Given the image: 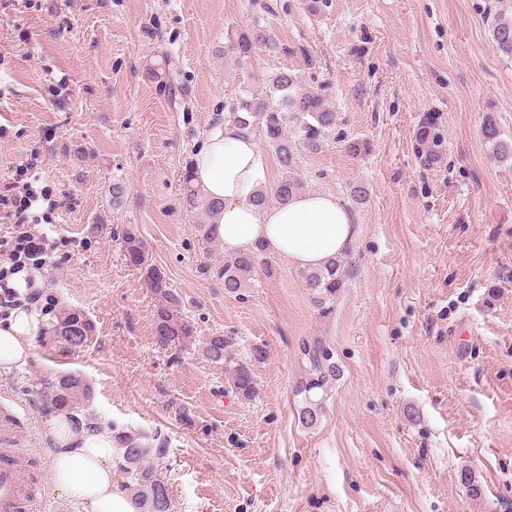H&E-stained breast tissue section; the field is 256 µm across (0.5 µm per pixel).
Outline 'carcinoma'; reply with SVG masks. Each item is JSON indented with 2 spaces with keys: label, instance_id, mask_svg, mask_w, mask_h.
I'll return each mask as SVG.
<instances>
[{
  "label": "carcinoma",
  "instance_id": "carcinoma-1",
  "mask_svg": "<svg viewBox=\"0 0 512 512\" xmlns=\"http://www.w3.org/2000/svg\"><path fill=\"white\" fill-rule=\"evenodd\" d=\"M491 36L500 52L512 58L511 11L500 9L491 15ZM266 41V33L258 27L253 31H237L227 35L224 54L243 63L251 59L259 44ZM226 109L224 119L265 140L281 170V178L256 195L257 205L282 204L300 193L303 184L294 176L300 150L320 151L327 135L336 128V113L327 106L323 96L315 91H299L297 77L283 69L268 76L264 91L236 96ZM290 125L298 129L299 138L294 141L287 136L286 128ZM482 136L492 146L495 158L502 162L512 161V143L501 138L498 126L490 116L484 120ZM416 141L418 150L427 161L432 163L438 159L442 141L434 115L424 116L416 132ZM182 183L191 210H200L210 218L221 208V203L205 198L194 186L189 162L182 170ZM120 250L126 265L142 272L158 298L154 319L155 343L162 349L192 343L196 328L180 315L179 296L167 286L163 272L149 261L146 246L136 230L123 231ZM264 255L266 249L258 244L225 257L224 264L209 267L207 271L224 282L225 293L240 296L250 286ZM347 276L348 270L339 257L322 268L303 274L305 286L320 316L325 318L332 314L336 294L344 287ZM96 330V323L90 316L80 309L71 308L53 316L48 335L40 337V341L50 342L62 355H73L91 346ZM303 351L312 373L297 390V394L302 396L299 420L309 428L315 426L321 417L323 400L318 398V391L336 375V364L330 350L318 339L303 346ZM202 352L208 360L224 365L238 396L246 401L254 397L256 379L253 366L264 359L263 349L254 347L249 358L243 359L238 357L231 337L215 333L205 338ZM38 394L45 410H68L81 414L93 391L82 374L66 372L41 383ZM112 439L117 446V467L125 478L124 487L136 501L140 512H171L169 487L156 470V462L167 455L166 440L158 434L147 436L118 427L112 428Z\"/></svg>",
  "mask_w": 512,
  "mask_h": 512
}]
</instances>
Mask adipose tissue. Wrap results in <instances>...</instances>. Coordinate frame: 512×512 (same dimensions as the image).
<instances>
[{"label":"adipose tissue","mask_w":512,"mask_h":512,"mask_svg":"<svg viewBox=\"0 0 512 512\" xmlns=\"http://www.w3.org/2000/svg\"><path fill=\"white\" fill-rule=\"evenodd\" d=\"M194 183L207 199L221 202L213 222L225 252L263 243L295 267L314 269L344 254L355 235L348 205L331 193H300L287 204L257 207L255 196L267 179V165L257 136L235 124L217 121L192 158ZM21 299L0 320V374L34 356L35 344L49 326L29 296L24 274L10 282ZM44 452L55 494L76 500L82 512H138L116 467L110 432L91 418L72 423L68 413L49 416Z\"/></svg>","instance_id":"ef3b65f1"}]
</instances>
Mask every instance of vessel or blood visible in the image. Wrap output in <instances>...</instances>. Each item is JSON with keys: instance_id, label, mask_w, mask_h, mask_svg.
<instances>
[{"instance_id": "b4317fda", "label": "vessel or blood", "mask_w": 512, "mask_h": 512, "mask_svg": "<svg viewBox=\"0 0 512 512\" xmlns=\"http://www.w3.org/2000/svg\"><path fill=\"white\" fill-rule=\"evenodd\" d=\"M34 459L11 428L9 413L0 414V512H37L40 495Z\"/></svg>"}]
</instances>
